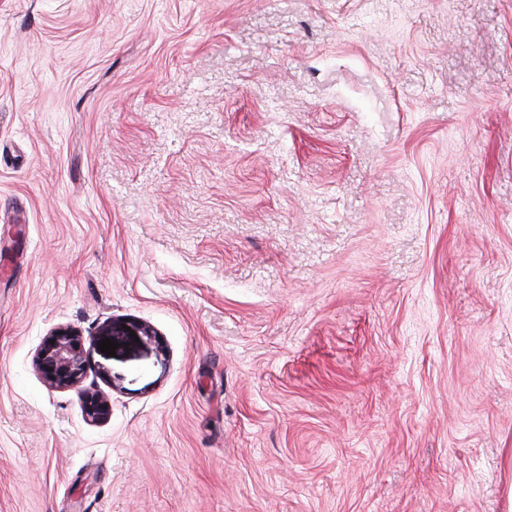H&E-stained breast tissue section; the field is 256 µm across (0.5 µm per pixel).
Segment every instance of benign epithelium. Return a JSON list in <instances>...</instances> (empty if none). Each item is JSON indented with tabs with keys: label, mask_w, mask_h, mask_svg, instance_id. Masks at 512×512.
Wrapping results in <instances>:
<instances>
[{
	"label": "benign epithelium",
	"mask_w": 512,
	"mask_h": 512,
	"mask_svg": "<svg viewBox=\"0 0 512 512\" xmlns=\"http://www.w3.org/2000/svg\"><path fill=\"white\" fill-rule=\"evenodd\" d=\"M147 339L154 331L144 324H122L112 321L103 324L97 333L99 338L115 339L130 334ZM38 370L43 379L52 387L60 389H81L86 415L93 421L108 417L110 407L100 394L82 387L87 374L83 345L78 334L68 328H60L42 342L37 355Z\"/></svg>",
	"instance_id": "1"
}]
</instances>
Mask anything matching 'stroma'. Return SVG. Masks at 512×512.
Instances as JSON below:
<instances>
[{"label":"stroma","mask_w":512,"mask_h":512,"mask_svg":"<svg viewBox=\"0 0 512 512\" xmlns=\"http://www.w3.org/2000/svg\"><path fill=\"white\" fill-rule=\"evenodd\" d=\"M0 512H512V0H0ZM122 324H125L126 327L130 328V331H125V328L122 327ZM130 333L145 337L146 340L151 339L152 336H155L154 331L148 325L124 323L115 320L103 324L99 328L96 336H99V339H104V337H107L113 341L116 337L118 338V336H130ZM79 336L69 328H60L47 336L38 351V370L52 387L80 388L86 415L91 421H101L108 417L110 404L100 394L81 388L86 378L87 365ZM52 339H55L54 344L50 343Z\"/></svg>","instance_id":"stroma-1"}]
</instances>
